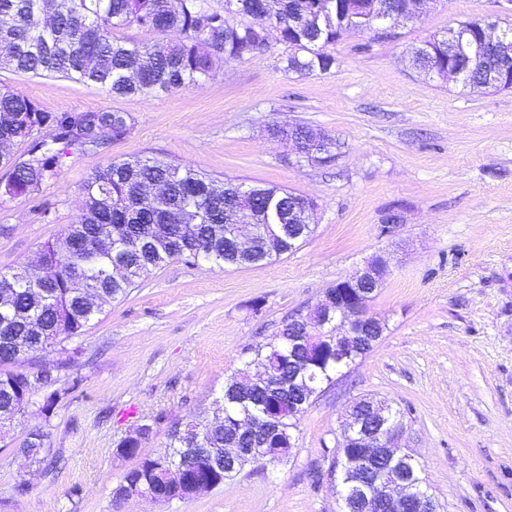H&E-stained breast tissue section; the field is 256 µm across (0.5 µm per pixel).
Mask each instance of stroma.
Listing matches in <instances>:
<instances>
[{
	"label": "stroma",
	"instance_id": "35a3bbf8",
	"mask_svg": "<svg viewBox=\"0 0 512 512\" xmlns=\"http://www.w3.org/2000/svg\"><path fill=\"white\" fill-rule=\"evenodd\" d=\"M495 0H434L393 41L344 36L330 72L284 69L285 48L217 68L198 85L115 97L61 76L0 80L48 112L111 108L135 128L68 159L39 194L0 202V270L34 258L79 213L94 170L130 156L214 179L276 184L317 200L316 231L269 265L174 260L106 303L82 336L78 388L52 418L51 473L15 450L35 414L0 437V512H338L326 473L346 405L360 396L404 412L402 444L425 465L441 512H512V89L432 81L406 50L457 22L497 15ZM303 123L338 143L327 164L296 157L267 132ZM398 223H387L390 214ZM386 253L390 272L369 310L382 339L308 407L288 461L255 460L190 500L115 501L131 459L118 442L153 417V455L172 422L208 409L247 349L267 342L337 281ZM28 482L25 494L15 487Z\"/></svg>",
	"mask_w": 512,
	"mask_h": 512
}]
</instances>
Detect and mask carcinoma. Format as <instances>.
Listing matches in <instances>:
<instances>
[{"instance_id": "carcinoma-1", "label": "carcinoma", "mask_w": 512, "mask_h": 512, "mask_svg": "<svg viewBox=\"0 0 512 512\" xmlns=\"http://www.w3.org/2000/svg\"><path fill=\"white\" fill-rule=\"evenodd\" d=\"M309 0H224L213 7L209 0H0V70L34 76L59 75L74 82L95 85L112 95H149L188 87L210 78L216 64L250 59L268 50L261 30L272 28L287 47L285 70L322 74L336 65L329 47L347 34H365L372 25L365 14L347 9L350 0H321L326 13L314 22ZM137 27L164 35L176 32L175 42L121 41L114 32ZM482 38L476 21L449 28L410 48L412 66L422 72L460 71L454 82L486 86L488 72L512 68V54L503 50L488 55L480 64L456 57L448 61L452 40L471 49ZM134 120L127 113L102 108L96 111L46 112L31 100L0 88V146L15 145L46 130L48 141H33L12 160L8 185L16 195H35L56 177L75 154L100 151L131 134ZM159 183L165 192L153 202H141L143 183ZM243 184L223 182L186 166L158 158L129 157L112 160L96 169L82 187V209L74 223L66 225L43 249L56 264L45 271L22 266L0 271V278L16 282L12 304L0 309V425L9 423L22 402L58 382L28 357L29 350L55 347L68 353L65 365L77 366L78 352H67L63 343L83 334L98 310L79 293L78 282L92 280L106 300L126 297L154 270L174 259L193 260L191 250L203 249V259L217 266L272 264L293 252L297 244L277 240L267 251L252 258L235 252L224 240V225L239 222L231 209ZM304 198L274 184L253 185L244 209L254 223L249 232L261 233L264 224H286L288 214H298ZM102 235L114 238V254L81 247L80 240ZM302 332L291 319L271 339L250 349L246 366L265 370L269 377L247 385L235 377L224 381L221 399L198 418L174 422L167 430L162 452L139 457L140 442L121 441L115 455L137 458L115 489L118 498L127 488L145 489L159 501L190 499L197 486L216 487L253 460L251 448H265L279 461L288 459L295 444L301 417L323 385L336 373L355 363L358 356L336 361L332 327L308 337L302 347H289L288 338ZM62 396H44L40 416L49 421ZM264 421L251 438L240 435L237 421L245 415ZM48 433L34 426L17 454L28 464L40 458ZM241 448L230 462L208 463L182 448ZM361 448L336 451L327 476L338 482L340 497H358L352 485L363 465ZM405 460L406 477L426 497H432L424 465L409 451H397Z\"/></svg>"}]
</instances>
